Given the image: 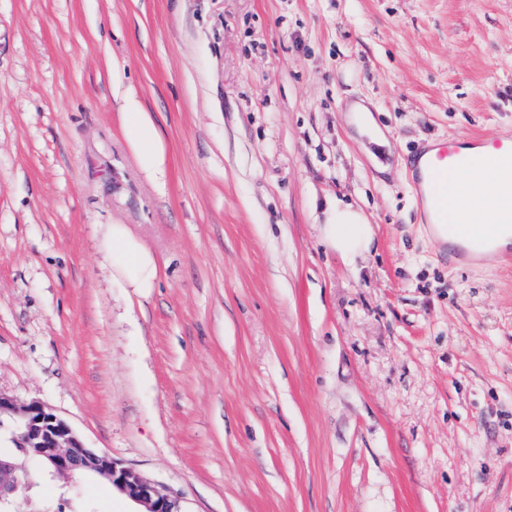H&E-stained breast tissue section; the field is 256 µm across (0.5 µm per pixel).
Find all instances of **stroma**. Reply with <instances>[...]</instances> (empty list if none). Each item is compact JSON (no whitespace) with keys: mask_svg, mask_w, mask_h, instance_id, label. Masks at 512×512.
Masks as SVG:
<instances>
[{"mask_svg":"<svg viewBox=\"0 0 512 512\" xmlns=\"http://www.w3.org/2000/svg\"><path fill=\"white\" fill-rule=\"evenodd\" d=\"M504 131L512 0H0V393L184 512H512V252L451 256L409 167ZM334 198L374 228L353 267ZM112 224L149 297L104 264ZM0 455L28 486L0 512H136L7 421ZM127 139L142 171L154 177L166 163V145L149 112H120ZM320 225L324 241L349 265H356L373 243L374 230L367 215L341 199L326 203ZM104 260L120 273L129 288L146 296L158 277V266L152 254L143 248L123 224L109 228Z\"/></svg>","mask_w":512,"mask_h":512,"instance_id":"35a3bbf8","label":"stroma"}]
</instances>
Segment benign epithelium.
Here are the masks:
<instances>
[{
  "mask_svg": "<svg viewBox=\"0 0 512 512\" xmlns=\"http://www.w3.org/2000/svg\"><path fill=\"white\" fill-rule=\"evenodd\" d=\"M12 419L14 447L25 456L37 458L60 475L92 473L101 477L143 512H182L179 497L160 491L141 473L83 444L72 427L42 403L17 404L0 394V417ZM27 489L14 463L0 459V501L18 496Z\"/></svg>",
  "mask_w": 512,
  "mask_h": 512,
  "instance_id": "7a95c632",
  "label": "benign epithelium"
}]
</instances>
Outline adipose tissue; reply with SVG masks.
I'll return each instance as SVG.
<instances>
[{
  "mask_svg": "<svg viewBox=\"0 0 512 512\" xmlns=\"http://www.w3.org/2000/svg\"><path fill=\"white\" fill-rule=\"evenodd\" d=\"M121 122L142 171L155 176L166 163V145L152 116L146 112H125ZM448 187V223L457 230L456 240L469 244L474 228L495 230L488 243L474 247L475 253L495 261L498 252L512 245V224L500 223L498 199L504 188L482 171L445 165ZM321 233L325 242L348 264H356L369 252L374 238L373 227L358 207L340 199L328 201L322 211ZM104 259L120 273L128 287L139 295H147L158 277V266L152 254L143 248L122 224L111 225Z\"/></svg>",
  "mask_w": 512,
  "mask_h": 512,
  "instance_id": "ef3b65f1",
  "label": "adipose tissue"
}]
</instances>
